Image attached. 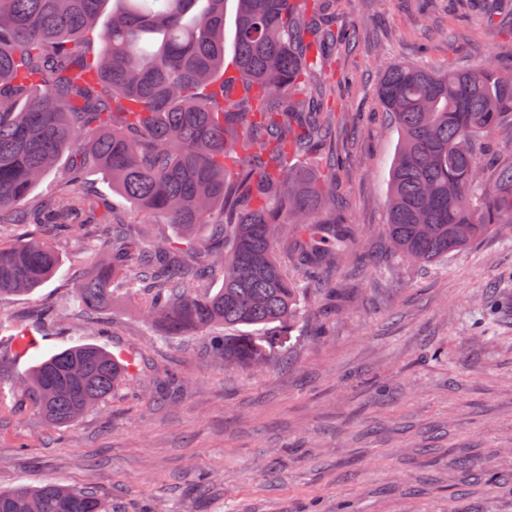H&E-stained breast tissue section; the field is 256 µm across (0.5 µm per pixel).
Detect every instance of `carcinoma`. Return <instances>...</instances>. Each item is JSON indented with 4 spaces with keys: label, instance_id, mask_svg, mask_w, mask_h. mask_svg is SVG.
Listing matches in <instances>:
<instances>
[{
    "label": "carcinoma",
    "instance_id": "1",
    "mask_svg": "<svg viewBox=\"0 0 512 512\" xmlns=\"http://www.w3.org/2000/svg\"><path fill=\"white\" fill-rule=\"evenodd\" d=\"M0 0V228L41 224L83 231L84 251L106 260L78 280L74 303L94 332L124 286L150 294L148 315L168 337L211 330L212 358L254 367L330 287L350 253L332 172L293 160L331 136L325 86L312 68L352 38L316 20L334 0H237L232 58L258 94L230 98L225 0ZM399 143L389 179L386 232L395 252L434 262L512 227V71L489 58L470 69L389 66L377 88ZM79 157L55 191L28 201L73 148ZM91 161L112 191L177 240L146 243L83 183ZM202 224L218 246L192 243ZM303 275L288 277L277 252ZM61 266L35 239L0 243V299L29 295ZM223 278L213 293L205 290ZM256 327L258 336L238 332ZM125 366L94 344L51 354L28 384L49 427L68 425L107 398ZM0 512H108L94 492L57 484L0 491Z\"/></svg>",
    "mask_w": 512,
    "mask_h": 512
}]
</instances>
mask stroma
<instances>
[{
    "mask_svg": "<svg viewBox=\"0 0 512 512\" xmlns=\"http://www.w3.org/2000/svg\"><path fill=\"white\" fill-rule=\"evenodd\" d=\"M336 22L359 39L332 63L336 133L303 162L343 159L352 247L335 275L342 291L310 298L284 356L245 370L208 356L206 335L164 336L138 291H118L106 332L90 335L71 300L86 257L63 249L51 281L0 300L1 490L90 487L112 512H512V302L492 332L473 330L482 296L512 271V241L490 234L431 264L390 254L398 133L376 94L397 62L463 69L492 55L512 69V26L487 23L474 0H344ZM86 182L144 240L174 236L100 176ZM45 307L54 318L44 325ZM21 332L23 353L11 342ZM89 342L121 356L128 377L76 422L48 428L29 371Z\"/></svg>",
    "mask_w": 512,
    "mask_h": 512,
    "instance_id": "35a3bbf8",
    "label": "stroma"
}]
</instances>
